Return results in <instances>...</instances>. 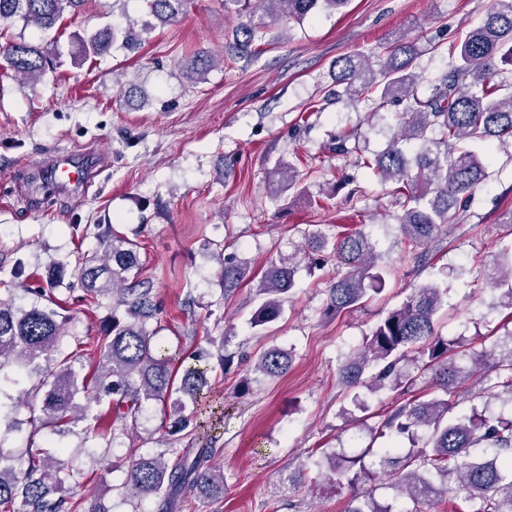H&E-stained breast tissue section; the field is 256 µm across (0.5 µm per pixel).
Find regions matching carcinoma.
Instances as JSON below:
<instances>
[{"mask_svg":"<svg viewBox=\"0 0 512 512\" xmlns=\"http://www.w3.org/2000/svg\"><path fill=\"white\" fill-rule=\"evenodd\" d=\"M85 2L0 0V70L13 72L30 87L40 82L52 66L47 48L6 33L18 22L42 34L58 30ZM144 2L154 22L130 20L122 29L105 27L88 34L82 39L83 59L101 58L117 42L128 51L139 48L153 23H180L188 0ZM348 4L349 0H224V8L240 19L235 48L241 53L253 52L256 37L271 22L300 23L310 14L334 13ZM418 55L413 43L397 40L387 47L386 59L377 68L362 53L339 58L335 82L343 91L331 95L364 96L376 101L379 109L407 103L397 113L386 149L371 157L362 153L358 162L379 183L392 185L391 193L401 204L394 219L415 259L424 262L488 178L475 148L495 139H512V0H492L480 26L448 47L450 70L424 98L417 94L418 76L413 71ZM215 62L214 55L200 51L184 76L195 83ZM314 172L313 167L304 173L294 163L279 162L268 186L276 195L301 193L303 181ZM94 229L95 251L76 275L88 312L109 309L111 324L95 339L96 360L89 368L60 349L72 321L56 297L64 269L49 274L47 287L27 289L45 301L43 305L19 309L12 296L0 295V392L21 389L20 399L0 401V512H107L100 501L77 499L67 488L75 450L50 453L32 443L24 449L3 447L5 436L16 429L12 414L18 406L33 414L34 429L55 430L88 417V406L78 401L82 395L101 407L95 421L112 444L118 438L112 422L134 426L148 405L169 406V416L181 432L210 402L208 369L189 364L180 349L161 353L155 346L162 306L153 279L143 273L138 244L115 233L110 224H96ZM305 240L311 249L336 260V278L327 289L322 316L337 317L365 307L375 286L384 282L369 236L356 231L330 239L314 230ZM218 248L224 294L255 279L248 262L224 253L222 243ZM488 280L506 287L504 307L512 309V269L495 267ZM293 286V261L265 268L256 285L257 306L250 325L265 327L278 320ZM447 306L445 283L419 285L346 354L340 369L345 391L390 389L404 394L424 379L427 398L394 405L381 422V431L413 443L406 454L367 447L343 465L334 453L324 456V466L336 476V483L350 488L344 512H393L376 500L371 486L382 475L414 504L454 493L479 503L473 512H512V347L498 358L483 352L472 359L473 365L498 373L495 386L502 393L491 397L508 411L495 416L473 409L448 417L457 407L458 388L466 375L455 362V342L445 338L439 326ZM291 362V353L272 347L257 357L253 371L273 379L286 373ZM421 430L428 432L423 441ZM220 452L201 445L142 455L131 460L123 489L133 501L157 499L158 512H180L191 496L221 498L224 470L214 463ZM170 455L176 456L172 463Z\"/></svg>","mask_w":512,"mask_h":512,"instance_id":"obj_1","label":"carcinoma"}]
</instances>
